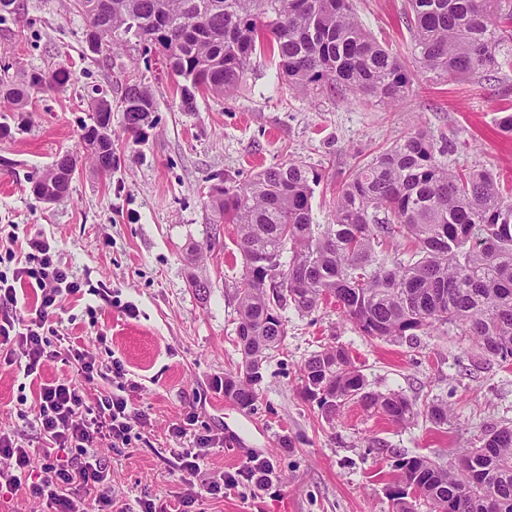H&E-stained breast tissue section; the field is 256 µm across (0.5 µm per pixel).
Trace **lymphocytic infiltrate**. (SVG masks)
<instances>
[{
	"mask_svg": "<svg viewBox=\"0 0 512 512\" xmlns=\"http://www.w3.org/2000/svg\"><path fill=\"white\" fill-rule=\"evenodd\" d=\"M20 284L39 294L35 308L23 318L17 315L16 287ZM82 288L42 244L35 245L12 276L0 274V359L9 365L23 359L25 376L39 379L34 419L44 441L43 475L34 482L30 479L31 449L1 432L0 484L28 486L30 493L45 501L53 512H85L90 495L101 507L110 506V498L102 492L108 469L97 449L105 440L114 448L128 447L135 423L143 419L130 398L137 384L127 380L122 363L114 361L101 367L85 350L67 344L58 329L56 312L62 299L81 293ZM50 360L71 367L72 375L41 381L42 369ZM107 372L118 381L116 391L87 404V386ZM196 423V417L190 416L170 430L171 438L179 443L172 452L175 466L188 487L200 474L213 443L210 435L193 432Z\"/></svg>",
	"mask_w": 512,
	"mask_h": 512,
	"instance_id": "f902f5d3",
	"label": "lymphocytic infiltrate"
}]
</instances>
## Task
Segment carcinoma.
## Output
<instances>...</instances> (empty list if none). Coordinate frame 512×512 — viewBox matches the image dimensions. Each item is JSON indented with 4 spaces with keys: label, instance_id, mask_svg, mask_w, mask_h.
Here are the masks:
<instances>
[{
    "label": "carcinoma",
    "instance_id": "1",
    "mask_svg": "<svg viewBox=\"0 0 512 512\" xmlns=\"http://www.w3.org/2000/svg\"><path fill=\"white\" fill-rule=\"evenodd\" d=\"M70 2L88 21L94 52L109 55L134 39L161 56L185 112L195 111L199 93L231 96L265 48L298 94L327 87L343 97L396 104L412 87L404 61L362 27L351 0ZM406 14L416 62L426 73L451 80L512 66V55L499 59V48L512 41V0H407ZM9 70H0V103L10 112L28 111L32 98L70 79L64 67ZM114 109L137 141L152 126L154 91L133 79L117 103L106 94L93 99L91 123L82 125L84 156L58 157L33 182L37 198L67 197L84 158L112 174ZM447 154L426 130L406 133L343 183L330 224L312 217L322 174L295 159L242 186L209 189L206 204L215 217L238 227L245 264L236 284L242 361L238 372L224 376V396L251 408L267 354L285 335L280 311L291 305L310 313L329 299L372 339L412 338L452 325L485 352L512 359V196L492 170L451 168L441 160ZM302 389L327 418L352 400L396 423L414 416L406 398L366 391L341 346L308 358ZM461 459L469 465L401 458L395 482L403 490L393 494V512H412L408 489L430 512H489V493L501 512H512V426L494 431L480 448L464 449ZM468 488L470 496L456 501Z\"/></svg>",
    "mask_w": 512,
    "mask_h": 512
}]
</instances>
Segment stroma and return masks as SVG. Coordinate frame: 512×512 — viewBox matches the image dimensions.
<instances>
[{"label":"stroma","mask_w":512,"mask_h":512,"mask_svg":"<svg viewBox=\"0 0 512 512\" xmlns=\"http://www.w3.org/2000/svg\"><path fill=\"white\" fill-rule=\"evenodd\" d=\"M0 23V62L16 69L65 66L70 81L39 95L28 112H1L11 133L0 138V270L12 272L37 241L83 284L57 319L62 333L102 364L119 360L138 384L135 408L146 423L126 448L101 444L112 512L149 495L175 504L186 493L174 469L169 430L196 415L216 440L195 489L192 512H392L394 465L426 456L457 466L461 449L512 426V360L486 354L459 329L416 340L362 336L334 301L312 313L282 312L286 334L263 365L252 408L226 398L218 383L241 362L235 286L244 273L236 228L215 225L205 204L211 185L234 186L266 167L294 158L322 173L312 198L316 223L326 224L338 187L415 125L448 143L450 165L487 167L512 189V139L496 128L498 110L512 101V69L443 82L419 71L404 0H353L362 26L400 55L415 73L398 105L340 101L329 90L295 95L275 58L255 59L233 96L198 95L182 111L169 76L137 42L104 57L85 40L86 19L67 0H18ZM155 91V123L140 140L118 133V166L110 176L82 162L69 197L46 203L33 178L58 155L82 149L93 88L119 99L129 76ZM210 284L206 298L191 275ZM109 289L102 297L101 289ZM345 347L367 391L405 396L414 417L405 423L349 402L325 418L302 395L305 361L323 348ZM35 385L17 366L0 363V431L41 445L32 422L20 418ZM446 403L448 420L427 409ZM253 457L274 468L272 486H247L222 497L206 486L236 473Z\"/></svg>","instance_id":"stroma-1"}]
</instances>
